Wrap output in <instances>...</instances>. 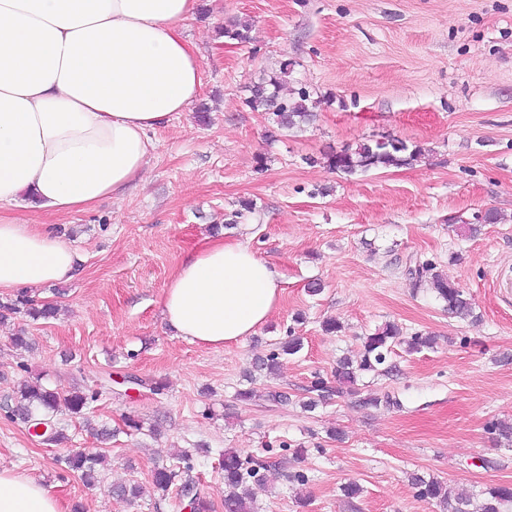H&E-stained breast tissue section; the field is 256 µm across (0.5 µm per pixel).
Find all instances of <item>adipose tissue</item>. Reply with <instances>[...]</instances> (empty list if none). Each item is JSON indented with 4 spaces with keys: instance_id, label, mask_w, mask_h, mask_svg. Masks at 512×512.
I'll use <instances>...</instances> for the list:
<instances>
[{
    "instance_id": "ef3b65f1",
    "label": "adipose tissue",
    "mask_w": 512,
    "mask_h": 512,
    "mask_svg": "<svg viewBox=\"0 0 512 512\" xmlns=\"http://www.w3.org/2000/svg\"><path fill=\"white\" fill-rule=\"evenodd\" d=\"M197 0H0V292L69 281L78 254L46 224L119 197L143 178L151 131L202 88L183 30ZM282 276L247 245L188 252L162 296L174 335L221 347L275 309ZM0 512H60L37 480L0 466Z\"/></svg>"
}]
</instances>
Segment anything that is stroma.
<instances>
[{
  "label": "stroma",
  "instance_id": "obj_1",
  "mask_svg": "<svg viewBox=\"0 0 512 512\" xmlns=\"http://www.w3.org/2000/svg\"><path fill=\"white\" fill-rule=\"evenodd\" d=\"M230 18L251 24V42L216 38ZM184 34L198 48L207 116L189 109L158 128L144 178L122 198L62 217L17 211L55 225L83 260L69 282L39 290L56 318L0 321V465L45 484L63 512H183L175 492L155 490L152 470L184 450L212 512H224L227 448L269 466L256 512H443L418 497L415 473L474 494L512 484V446L487 429L512 419V0H199ZM288 60L290 84L307 89L317 118L271 140L270 114L244 100ZM389 136L422 145L424 158L354 176L319 162ZM243 199L253 213L227 225ZM488 210L500 222L469 236L466 223ZM217 226L284 280L269 320L224 348L173 335L160 313L180 258ZM412 255L463 288L472 318L413 285L403 272ZM329 319L342 332H323ZM388 322L436 339L411 355L394 346L391 373L361 377L362 396L397 406L335 396L338 361L358 358L361 336ZM22 328L35 341L28 353L10 341ZM289 335L302 349L279 374L254 371L253 358ZM128 374L165 388L129 390ZM36 377L101 392L88 418L59 416L64 444L40 443L8 416L19 382ZM319 378L332 395L306 409ZM248 388L258 398L238 401ZM127 416L140 430L122 429ZM91 423L117 428L109 448ZM70 448L106 452L99 482L62 476L55 460ZM129 481L143 489L131 505L112 494ZM349 482L363 489L350 501Z\"/></svg>",
  "mask_w": 512,
  "mask_h": 512
}]
</instances>
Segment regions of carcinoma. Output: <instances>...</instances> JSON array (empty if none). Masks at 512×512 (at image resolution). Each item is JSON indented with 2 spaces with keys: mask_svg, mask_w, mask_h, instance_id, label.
<instances>
[{
  "mask_svg": "<svg viewBox=\"0 0 512 512\" xmlns=\"http://www.w3.org/2000/svg\"><path fill=\"white\" fill-rule=\"evenodd\" d=\"M252 26L246 22L227 21L220 27L219 34L229 41L240 44L252 41ZM292 72V63L284 62L275 72L260 78L249 86L246 106L254 112H268L273 115L279 129H299L314 121L316 104L309 102V94L299 89L297 97L285 98L280 95L281 88ZM425 148L419 144H409L398 138H386L384 141H367L351 151L329 153L323 156L324 163L330 169L346 176L356 175L370 169L412 166L424 155ZM405 274L419 287L430 284L438 300L448 313L458 317L472 316L473 310L465 292L454 281L436 271V265L428 259L410 258L405 265ZM24 312L28 317L54 318L59 308L50 303L36 304L23 295L7 302H0V319L11 314ZM362 355L357 361L347 357L339 360L336 366V395L359 398L365 406L378 407L395 404L390 398L360 397L357 382L362 374L379 370L387 361V356L396 344H403L406 352L417 353L435 344V337L414 334L405 336L395 323H386L374 332L361 337ZM300 338H291L279 344L276 350L253 362L257 372L274 374L279 369L283 355L293 356L301 350ZM99 399L97 390L61 391L50 388L39 381L24 380L15 392L14 406L10 417L22 420L31 427H46L47 442L58 445L66 436L63 429L54 421L60 408L72 415H82ZM56 463L68 471L78 472L84 482L91 484L101 478L108 466V458L102 453H86L71 450L56 458ZM222 468L224 470V512H253V494L250 486L263 464L252 457H244L234 448L224 450ZM178 472L162 464L153 471V485L156 491L165 493L174 484ZM411 484L418 490L419 497L438 503L446 512H502V508L512 502V485L490 486L480 491L481 501L474 504V497L455 492L454 488L436 479L426 480L414 474ZM115 496L132 503L140 496L138 484H120L113 488ZM177 495L189 504L192 512H212L210 501L201 492L196 482L189 476L181 481Z\"/></svg>",
  "mask_w": 512,
  "mask_h": 512,
  "instance_id": "cac0c4a2",
  "label": "carcinoma"
}]
</instances>
